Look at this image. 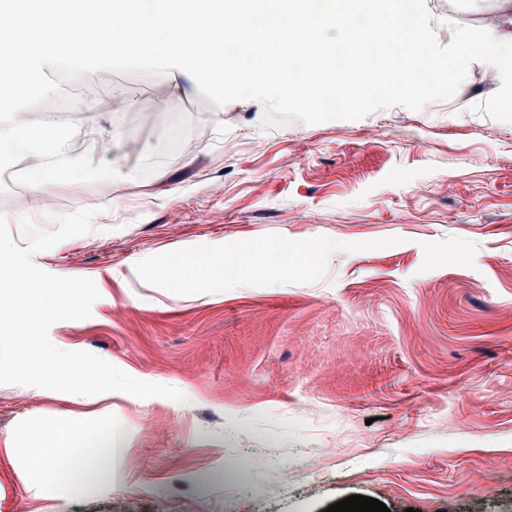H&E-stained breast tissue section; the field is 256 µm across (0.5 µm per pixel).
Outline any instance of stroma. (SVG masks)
Instances as JSON below:
<instances>
[{
    "label": "stroma",
    "mask_w": 512,
    "mask_h": 512,
    "mask_svg": "<svg viewBox=\"0 0 512 512\" xmlns=\"http://www.w3.org/2000/svg\"><path fill=\"white\" fill-rule=\"evenodd\" d=\"M441 45L451 24L488 27L494 0H426ZM472 63L453 98L358 120L262 129L264 109L216 108L178 74L100 71L154 126L95 113L77 140L118 132L111 196L52 189L54 212L96 209L91 233L37 253L100 293L52 338L181 399L113 392L100 424L125 427L122 490L35 497L5 448L65 408L0 385V512H326L352 495L390 512H512V104ZM199 135L196 151L154 159ZM236 149L224 150L225 140ZM287 245L313 264L174 287L173 249ZM343 434L361 455L319 454ZM266 460L263 470L252 456Z\"/></svg>",
    "instance_id": "stroma-1"
}]
</instances>
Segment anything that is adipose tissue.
<instances>
[{
	"instance_id": "ef3b65f1",
	"label": "adipose tissue",
	"mask_w": 512,
	"mask_h": 512,
	"mask_svg": "<svg viewBox=\"0 0 512 512\" xmlns=\"http://www.w3.org/2000/svg\"><path fill=\"white\" fill-rule=\"evenodd\" d=\"M478 53L498 82L512 86V39L499 27L487 29L477 43ZM284 249L261 253H224L200 256L185 250L167 254L160 274L178 284L188 280L205 284L225 276L246 274L271 265L287 266ZM27 447L8 451L19 478L36 494L64 500L87 492L107 493L121 487L124 432L117 425H101L94 418L75 422L66 412L32 420ZM83 443H76V436Z\"/></svg>"
}]
</instances>
